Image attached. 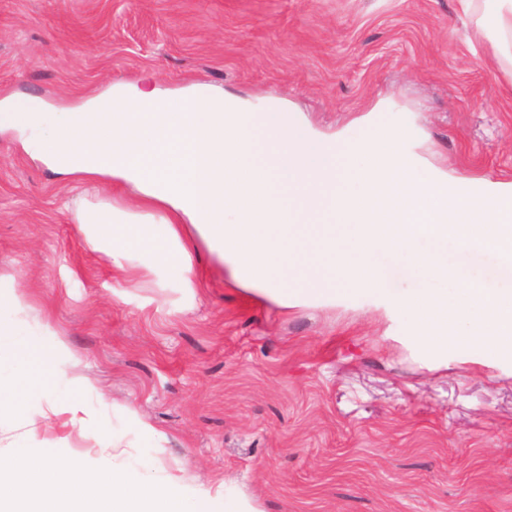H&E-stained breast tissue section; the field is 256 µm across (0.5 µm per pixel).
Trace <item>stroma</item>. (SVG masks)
<instances>
[{"label": "stroma", "mask_w": 512, "mask_h": 512, "mask_svg": "<svg viewBox=\"0 0 512 512\" xmlns=\"http://www.w3.org/2000/svg\"><path fill=\"white\" fill-rule=\"evenodd\" d=\"M491 0H0V100L52 106L109 87L221 90L316 133L412 126L434 167L512 183V76L477 66ZM0 130V276L12 318L63 344L93 427L42 396L0 414V456L58 449L90 467L149 457L194 488L231 480L260 512H512V362L448 347L365 300L285 311L188 242L191 287L124 274L85 244L87 196ZM69 206H62V199ZM154 434L140 433L135 420Z\"/></svg>", "instance_id": "obj_1"}]
</instances>
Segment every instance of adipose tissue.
<instances>
[{"label":"adipose tissue","instance_id":"1","mask_svg":"<svg viewBox=\"0 0 512 512\" xmlns=\"http://www.w3.org/2000/svg\"><path fill=\"white\" fill-rule=\"evenodd\" d=\"M0 125L27 130L25 147L76 184L108 177L135 186L138 208L105 202L76 214L88 245L109 249L120 271L161 267L190 283L185 238L194 234L235 280L280 307L370 294L409 317L431 359H444L452 343L484 350L488 363L512 359V289L470 270L490 254L497 279L512 282V186L423 171L404 127L329 141L275 102L255 112L231 98L161 99L152 90L61 112L6 99ZM452 250L462 264H449ZM377 255L405 257L411 287H396L394 268L374 264ZM23 303L0 280V335L13 339L0 370H15L0 382V412L64 376L57 348L11 321ZM46 402L56 415L80 410L48 394Z\"/></svg>","mask_w":512,"mask_h":512}]
</instances>
